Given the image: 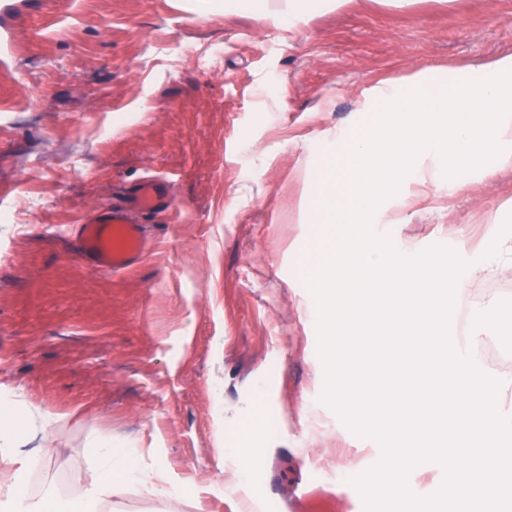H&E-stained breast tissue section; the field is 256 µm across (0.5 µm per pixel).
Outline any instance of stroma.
Wrapping results in <instances>:
<instances>
[{"label":"stroma","instance_id":"stroma-1","mask_svg":"<svg viewBox=\"0 0 512 512\" xmlns=\"http://www.w3.org/2000/svg\"><path fill=\"white\" fill-rule=\"evenodd\" d=\"M283 8L0 0V416L52 420L27 498L85 512L93 431L179 491L121 512H365L353 480L382 447L322 401L316 298L295 275L323 248L303 221L306 172L379 84L512 53V0H345L292 26ZM146 177L170 202L141 216L144 254L94 270L81 218ZM417 193L401 223L372 227L414 254L473 262L488 216L512 215V171ZM490 298L491 336L467 339L461 318L451 336L512 370V267L461 307Z\"/></svg>","mask_w":512,"mask_h":512}]
</instances>
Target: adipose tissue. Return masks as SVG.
Masks as SVG:
<instances>
[{"label":"adipose tissue","mask_w":512,"mask_h":512,"mask_svg":"<svg viewBox=\"0 0 512 512\" xmlns=\"http://www.w3.org/2000/svg\"><path fill=\"white\" fill-rule=\"evenodd\" d=\"M48 422L46 416L28 412L23 429L0 422V465L8 471L0 479V512H54L52 497L29 502L22 489V472L18 470V450ZM87 446L95 465L94 484L90 490L95 502L131 497L166 498L172 490L161 469L144 470L137 462L136 450L117 447L111 439L91 435Z\"/></svg>","instance_id":"1"}]
</instances>
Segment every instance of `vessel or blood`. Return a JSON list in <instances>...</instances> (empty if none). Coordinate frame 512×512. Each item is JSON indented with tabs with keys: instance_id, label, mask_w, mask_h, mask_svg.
I'll return each instance as SVG.
<instances>
[{
	"instance_id": "obj_1",
	"label": "vessel or blood",
	"mask_w": 512,
	"mask_h": 512,
	"mask_svg": "<svg viewBox=\"0 0 512 512\" xmlns=\"http://www.w3.org/2000/svg\"><path fill=\"white\" fill-rule=\"evenodd\" d=\"M165 198L164 184L140 182L123 208L106 207L88 214L77 231V249L96 270L116 273L140 257L146 241L136 213L154 210Z\"/></svg>"
}]
</instances>
